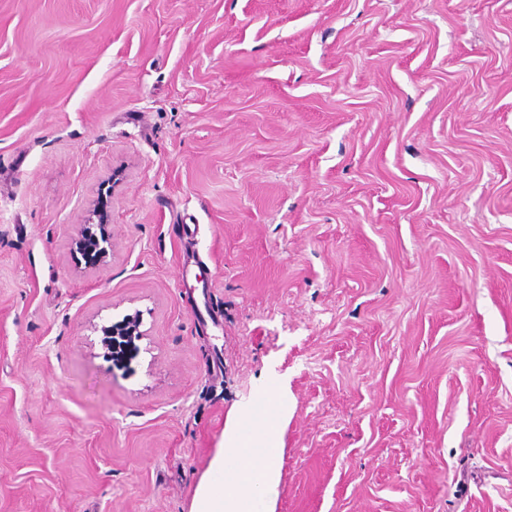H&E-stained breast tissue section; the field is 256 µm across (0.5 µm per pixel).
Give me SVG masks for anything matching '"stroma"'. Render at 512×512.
Listing matches in <instances>:
<instances>
[{
	"instance_id": "stroma-1",
	"label": "stroma",
	"mask_w": 512,
	"mask_h": 512,
	"mask_svg": "<svg viewBox=\"0 0 512 512\" xmlns=\"http://www.w3.org/2000/svg\"><path fill=\"white\" fill-rule=\"evenodd\" d=\"M269 384L273 512H512V0H0V512H190ZM107 224H110L108 210L97 202L88 209L83 224L76 230L74 244L90 267L105 263L112 256V236ZM141 326L142 316L134 311L96 328L103 336L101 342L107 356H121L136 336L142 338L144 333L140 330Z\"/></svg>"
}]
</instances>
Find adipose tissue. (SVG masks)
<instances>
[{
  "label": "adipose tissue",
  "mask_w": 512,
  "mask_h": 512,
  "mask_svg": "<svg viewBox=\"0 0 512 512\" xmlns=\"http://www.w3.org/2000/svg\"><path fill=\"white\" fill-rule=\"evenodd\" d=\"M262 397L263 412L246 409L211 460L192 512H272L279 488V421L288 403L271 387Z\"/></svg>",
  "instance_id": "1"
}]
</instances>
